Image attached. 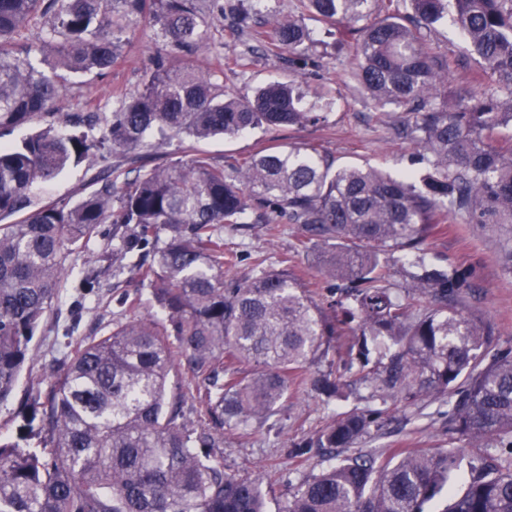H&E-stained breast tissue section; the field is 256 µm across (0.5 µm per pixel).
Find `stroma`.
<instances>
[{
    "instance_id": "35a3bbf8",
    "label": "stroma",
    "mask_w": 512,
    "mask_h": 512,
    "mask_svg": "<svg viewBox=\"0 0 512 512\" xmlns=\"http://www.w3.org/2000/svg\"><path fill=\"white\" fill-rule=\"evenodd\" d=\"M231 18L207 14L203 28L206 39L193 52L166 46L160 30L149 20L130 24L123 36L119 56L111 71L103 76L74 74L70 88L54 105L55 126L66 129L71 114L95 112L105 116L115 108L114 94L140 91L156 58L180 67L193 63L210 71L224 85L225 94L240 99L252 97L255 90L273 80H296L303 92L307 111L321 112L325 122L302 127L262 126L248 132L201 141H178L155 148L131 152L115 151L106 158H89L70 165L49 182L34 185L29 197L33 207L50 201L75 202L92 189L95 178L104 171H116L134 177L163 159L185 160L202 153L230 165L270 145L307 146L329 155L336 166H368L400 176L412 167L413 145L400 134V122L391 107H373L363 91L348 82L347 70L354 62L353 43L335 47L326 26L310 21L316 47L310 48V63L290 62L288 53L254 41L249 32L231 29ZM433 52L455 60L458 68L450 81L453 92L471 96L482 92L473 82L474 59L460 32L451 25L428 33ZM112 227L104 225L102 237L90 241L72 256L68 273L46 321L32 340L33 359L25 367L14 395L0 403V433L16 434L23 423L20 405L38 392H48L47 369L62 364L80 341L106 335L114 319L125 317V296L148 297L149 289L131 273L112 272ZM298 230L293 224H228L224 227V245L241 258L235 272L249 273L254 258H265L268 267H278L283 256L294 258V271L318 301H326L333 288L317 272L314 253L295 254ZM512 249V226H480L462 218L436 225L427 241L428 257L439 265L452 264L469 270L471 287L464 301L466 313L491 323L495 328L493 344L512 346V271L505 269L499 255ZM95 267L99 277L86 288L81 279L87 267ZM366 389L358 388L343 400L324 401L321 396L298 391L285 402L278 414L260 432L242 434L225 431L224 467L240 475L265 477L271 512L290 498L299 477L319 474L334 465L336 459L322 448L311 449L301 457L291 448L311 437L336 414L365 405ZM448 418V400L440 398L408 407L381 430L357 443L355 452L374 449L407 448L433 452L454 448L469 452L465 439L450 438L444 428Z\"/></svg>"
}]
</instances>
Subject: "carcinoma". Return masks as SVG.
Returning <instances> with one entry per match:
<instances>
[{
  "label": "carcinoma",
  "mask_w": 512,
  "mask_h": 512,
  "mask_svg": "<svg viewBox=\"0 0 512 512\" xmlns=\"http://www.w3.org/2000/svg\"><path fill=\"white\" fill-rule=\"evenodd\" d=\"M299 16L270 28L229 7L238 29L297 55L314 42L305 19L356 42L346 77L378 107L400 113L418 148L417 170L395 178L371 167L334 168L308 150L266 148L228 166L197 154L134 178L103 174L79 201L30 209L29 191L103 148L134 151L154 133L168 139L233 136L257 126L295 127L322 116L301 107L295 83L271 82L251 98L224 95L210 73L157 59L143 89L117 94L97 117L64 133L53 126L0 148V402L31 356L70 257L112 225V265L138 276L161 315H134L78 346L54 372L45 400L25 416L48 431V452L0 441V512H269L260 476L224 469V429H260L291 387L346 397L332 372H310L345 339L344 368L356 370L377 407L336 417L291 454L354 447L379 429L389 405L448 398V432L474 451H370L341 459L299 483L278 512H512V347L492 348L494 327L462 311L468 273L432 263L435 224H512V0H301ZM159 26L170 45L202 41L198 0H0V130L52 116L70 75H102L118 58L130 21ZM451 19L478 66L482 95L448 91L451 63L425 33ZM42 22L33 42L25 30ZM257 213L295 224L297 250L316 247L321 276L341 282L320 306L285 257L257 258L229 275L226 224ZM152 246L149 261L134 248ZM402 253L400 300L390 287L389 251ZM186 364L185 383L170 389ZM210 425L196 430L186 397Z\"/></svg>",
  "instance_id": "1"
}]
</instances>
